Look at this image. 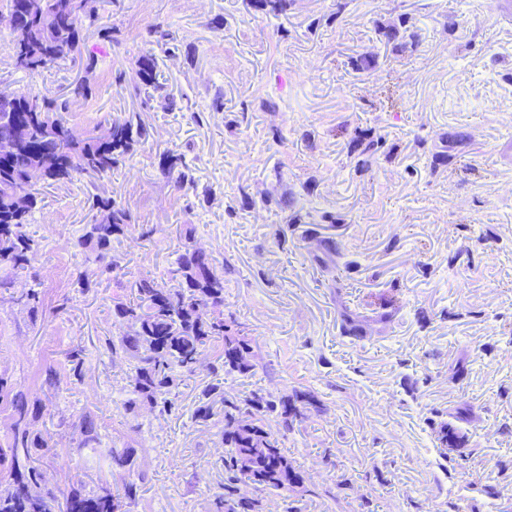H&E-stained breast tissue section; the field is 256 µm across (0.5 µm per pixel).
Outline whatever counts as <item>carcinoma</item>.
<instances>
[{"instance_id":"1","label":"carcinoma","mask_w":512,"mask_h":512,"mask_svg":"<svg viewBox=\"0 0 512 512\" xmlns=\"http://www.w3.org/2000/svg\"><path fill=\"white\" fill-rule=\"evenodd\" d=\"M71 2L6 0L5 7L16 18L7 44L16 68L34 72L78 57L84 59L86 71L97 68L98 55L83 53L82 30L85 23L97 20L99 0H79L81 15L65 12ZM248 3L254 9L283 15L292 0ZM388 37L399 40L397 48L402 50L413 49L419 42L417 30L404 23L399 29H389ZM126 87L136 96L149 87L158 88L153 58L144 56L137 62ZM6 110L12 112L15 123L0 124V138L15 139L17 150L0 156V289L12 287L13 277L29 266L37 252L25 225L37 209L38 197L27 193L21 205L15 202L30 174L36 172L60 184L78 176L100 178L132 156L134 146L147 137V129L132 116L115 119L105 129L81 136L62 117L66 102L26 92L1 99L0 113ZM160 165L170 174L177 173L178 183L194 182L180 155L169 152ZM93 208L99 219L88 226L78 245L94 253L96 262L115 269L118 261L111 254L113 243L125 236L132 215L112 198L99 195L93 197ZM171 273L175 281L171 287L143 278L133 285L132 300L114 304L113 315L122 331L107 338L105 347L115 356L127 355L134 360L129 375L134 395L128 401L131 409L146 404L171 411L175 406V373L193 374L199 356L217 342L221 343L220 366L212 367L213 374L246 375L255 368L249 341L224 321V279L214 271L210 257L186 244ZM201 302L210 304L212 315L206 317L198 309ZM1 402L10 411L12 436L7 447H0V463L10 462L8 480L0 488V512H126V505L137 499L140 485L134 480L123 481L116 490L101 484L89 492L74 489L67 494L46 485L36 455L51 447L43 435L29 431V418L36 411L29 408L26 395L2 377ZM274 411L286 432L301 416L286 399L278 410L254 391L243 398L229 396L224 380L218 377L201 392L197 417L207 422L222 414L219 435L227 448L221 459L224 484L223 493L215 499L216 512H264L262 499L240 495L241 482L268 492H284L302 482L268 428L267 415ZM81 430L84 446L98 443L93 418L84 417ZM109 458L112 469L118 472L134 466L128 448L110 449Z\"/></svg>"}]
</instances>
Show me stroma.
<instances>
[{
    "mask_svg": "<svg viewBox=\"0 0 512 512\" xmlns=\"http://www.w3.org/2000/svg\"><path fill=\"white\" fill-rule=\"evenodd\" d=\"M5 11L0 90L68 101L80 134L134 113L150 131L112 174L34 182L37 254L0 292V376L43 405L31 429L51 438L48 485L118 483L105 457L128 448L144 478L130 512H213L224 447L195 409L217 350L163 413L129 408L134 363L104 345L115 302L143 278L171 286L191 239L256 355L225 391L304 413L282 440L302 485L243 487L264 512H512V0H295L279 17L247 0H101L90 74L16 69ZM403 20L419 44L401 52L383 31ZM149 53L159 89H120L116 69ZM172 150L194 186L162 172ZM96 195L133 217L111 271L77 245ZM32 288L35 310L19 300ZM461 406L458 453L439 430Z\"/></svg>",
    "mask_w": 512,
    "mask_h": 512,
    "instance_id": "stroma-1",
    "label": "stroma"
}]
</instances>
